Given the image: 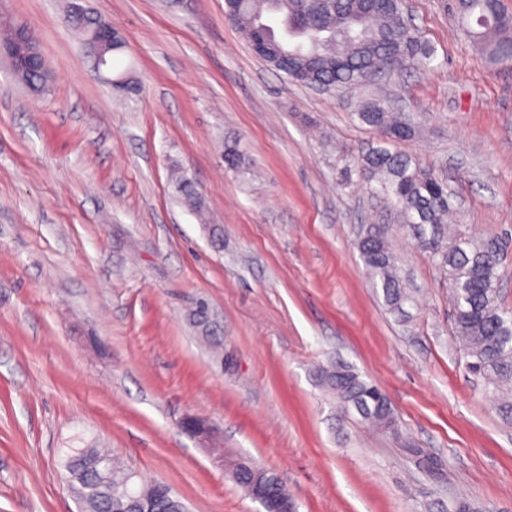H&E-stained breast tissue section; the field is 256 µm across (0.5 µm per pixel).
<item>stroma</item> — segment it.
<instances>
[{
  "label": "stroma",
  "instance_id": "35a3bbf8",
  "mask_svg": "<svg viewBox=\"0 0 512 512\" xmlns=\"http://www.w3.org/2000/svg\"><path fill=\"white\" fill-rule=\"evenodd\" d=\"M433 68L387 95L419 127L398 148L448 182L456 221L512 235V66L466 32L457 0H408ZM70 0H0L51 78L0 62V512H78L62 450L109 449L190 512H258L233 479L273 471L298 512H512V422L465 366L448 290L407 234L416 290L387 311L357 249L387 214L357 161L378 92L322 95L251 50L224 0H86L128 44L141 89L114 92L64 24ZM238 143L247 174L228 171ZM205 203L178 200L175 172ZM343 363L399 430L341 416L315 369ZM204 420L206 439L181 428ZM435 463L424 472L410 451Z\"/></svg>",
  "mask_w": 512,
  "mask_h": 512
}]
</instances>
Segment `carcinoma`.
Here are the masks:
<instances>
[{
	"instance_id": "carcinoma-1",
	"label": "carcinoma",
	"mask_w": 512,
	"mask_h": 512,
	"mask_svg": "<svg viewBox=\"0 0 512 512\" xmlns=\"http://www.w3.org/2000/svg\"><path fill=\"white\" fill-rule=\"evenodd\" d=\"M400 0H338L336 9L318 12L309 0H228L225 18L249 45L269 43L276 55L273 67L300 82L326 81L353 88L376 71L385 78L410 68H427L434 51L413 27L403 25ZM460 10L474 16L472 36L499 61L512 60V18L494 0H462ZM380 139L362 155L359 173L370 191L388 201L399 224H365L357 247L373 288L381 290L384 306L400 313L414 302L405 274L392 250L396 230L407 231L428 253L448 284L452 324L472 375L492 388L499 410L512 419V313L499 301V266L504 245L496 236H474L462 224L449 223L456 209L447 183L411 153L388 147L410 141L416 124L384 103L371 102L358 113ZM228 169L245 172L238 144L225 146ZM181 201L195 211L204 201L184 175L176 178ZM323 386L344 416L356 412L365 424L388 431L398 429L386 394L353 370L336 365L321 368ZM106 459L112 467L117 497L129 496L128 482L136 476L98 448H71L63 457L68 478L94 483Z\"/></svg>"
}]
</instances>
